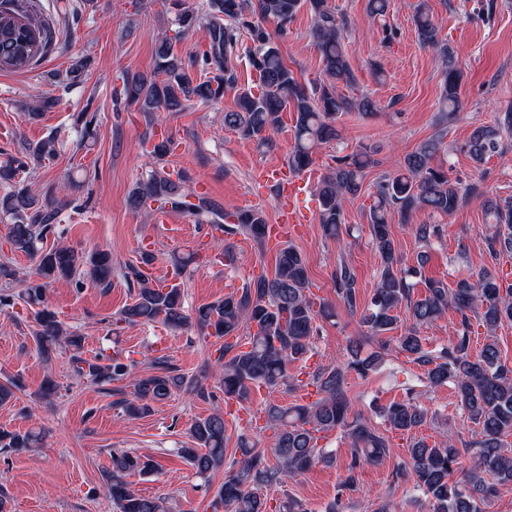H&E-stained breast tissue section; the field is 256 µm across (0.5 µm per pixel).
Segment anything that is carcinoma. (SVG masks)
<instances>
[{"mask_svg":"<svg viewBox=\"0 0 512 512\" xmlns=\"http://www.w3.org/2000/svg\"><path fill=\"white\" fill-rule=\"evenodd\" d=\"M313 17L311 35L319 54L322 78L307 84L298 81L284 62L281 52L264 22L276 23L279 35H288V25L302 8ZM175 18L172 33L164 34L155 49L153 78L135 77L124 82L119 96L142 112L180 111L184 102L193 98L202 103L220 100L226 90H236L234 105L224 112V126L242 139L259 146L273 143L279 130L280 113L289 109L295 114L293 145L288 166L299 173L313 162L319 146L338 137L337 122L346 111L370 115L378 110L377 102L367 94L346 98L337 92L338 84L351 85L355 78L345 51L348 22L340 6L330 0H204L197 7L185 0H172ZM211 25L210 52L203 57V66L215 75L192 84L188 65L174 50L181 37L195 29L201 17ZM420 43L433 50L441 67L443 79L439 107L445 121L459 119V91L464 72L454 48L439 37L427 0H419L413 15ZM247 35L251 45L245 48L250 66L259 74L257 90L237 88V74L232 59ZM51 41L48 25L33 11L30 0H0V70L22 72L34 65ZM96 116L79 112L75 125L83 137L94 135ZM512 137V112H505L496 123L473 128L464 144L474 164L480 165L494 152L503 137ZM444 151L443 131L421 143L404 156L402 170L386 176L376 184L375 199L369 209L373 242L380 257L379 279L370 303L361 308L358 302L357 279L350 266H336L333 283L337 296L349 314H360L361 323L378 338V349L366 352L357 340L349 344L350 359L344 365L317 366L307 370L314 355L311 340L318 332L317 320L332 316L329 304L316 300L310 292L309 277L301 253L291 244L279 246L274 275H261L245 282L241 291L198 308L190 317L183 311L181 289L176 284L163 285L147 275L141 266H150L152 253H141V265L129 268L126 277L133 279L137 293L112 324L161 323L170 328L195 325L203 335L215 338L214 358L223 372L221 391L225 411H217L191 423L188 434L191 444L177 449V454L199 476L220 466L227 467L224 483L215 491L210 503L212 512H267V499L258 490L274 488L309 469L317 462H328L330 452L318 447L326 434L340 430L351 439V463L341 489L355 483V470L363 464H375L390 454L386 438L371 430L355 413L353 399L345 387L350 373L360 378L377 370L382 351L390 341L384 334L398 330L395 349L407 362L424 371L429 387L451 383L467 418L477 428L478 439L469 443L472 465L462 477L452 479L458 471L461 450L453 443L429 444L424 439L412 441L408 448L411 473L415 483L439 505L438 512H482L480 504L494 496L501 484L512 483V367L502 360L494 340L498 327L512 322V288H501L495 268L485 267L448 287L443 280L422 277L413 283L402 267V257L391 237L389 224L394 217L405 221L417 210L449 216L471 198L482 199L486 216L494 224L487 238L491 258L512 254V202L489 197L476 183L453 179L448 169L434 164ZM173 152V142L162 138L148 151L157 167L140 180L129 197L134 210L170 209L186 211L199 224H206L230 235L242 234L263 245L268 228L262 211L242 209L234 213L237 221L227 224L229 213L220 212L200 197L190 201L183 190L181 173L172 174L163 165ZM376 150L363 145L354 153L333 158L334 164L321 176L314 192L319 204L320 224L324 235L339 237L344 224V200L360 194L365 170L375 164ZM55 154L54 139L48 138L0 163V219L9 223L10 253L21 252L35 262L27 278L17 277L12 258L0 257V307L15 305V299L34 309L35 342L42 359L47 361L57 347L75 350L71 357L74 372L89 384L106 387L129 380L133 399L117 401L133 416L151 412L152 405L168 399L183 387L196 397L216 399L205 385L206 375L190 380L177 373L165 356L153 359L154 373L146 377L133 375L134 361L101 352L88 359L83 356L82 337L71 333L57 312L46 304V292L57 281H66L80 289L89 282L107 286L112 279V259L101 251L80 255L60 245L45 250L44 240L62 238L65 229L59 216L62 205L79 207L78 202L57 194L67 187L50 186L43 197L32 193L24 174ZM410 233L423 248L417 256L418 265L428 260L426 248L440 237L437 224H412ZM22 284L14 294L9 285ZM419 294H414L417 286ZM405 309V320L398 310ZM460 315V328L455 339L439 351L428 349L420 335L427 325L448 310ZM484 329V343L479 353L471 355L473 335ZM301 363L300 373L292 375L288 366ZM306 378H301V375ZM315 388L317 399L306 404L270 405L264 409L265 427L274 430L272 452L276 464L267 462L265 449L257 448L245 436L238 442L240 457L227 459L224 448V414L231 413L232 404L243 407L251 391L260 387ZM424 396L407 394L402 401H393L381 408L388 425L410 434L422 427L429 409ZM42 433L0 429V452L20 454L43 445ZM152 460L145 455L128 452L112 454V468L103 474L104 489L117 512H165L162 501L146 497L131 489L128 477L149 475Z\"/></svg>","mask_w":512,"mask_h":512,"instance_id":"carcinoma-1","label":"carcinoma"}]
</instances>
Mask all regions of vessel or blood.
Here are the masks:
<instances>
[{
    "mask_svg": "<svg viewBox=\"0 0 512 512\" xmlns=\"http://www.w3.org/2000/svg\"><path fill=\"white\" fill-rule=\"evenodd\" d=\"M260 178L276 189L279 222L271 227V243H281L284 235L304 232L313 211L307 178L291 173L284 166L263 170Z\"/></svg>",
    "mask_w": 512,
    "mask_h": 512,
    "instance_id": "obj_1",
    "label": "vessel or blood"
}]
</instances>
